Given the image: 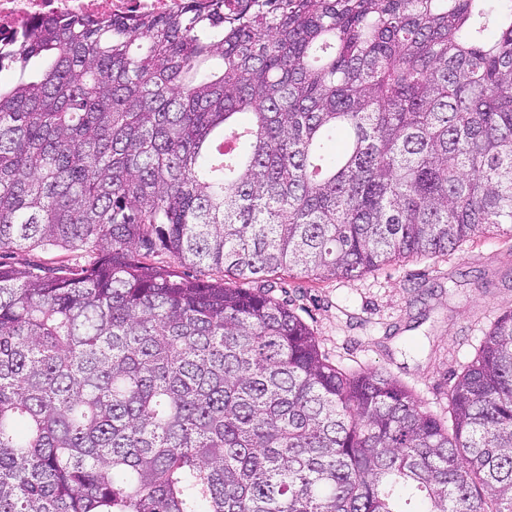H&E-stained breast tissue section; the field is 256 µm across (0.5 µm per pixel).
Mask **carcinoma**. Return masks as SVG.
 <instances>
[{
    "instance_id": "cac0c4a2",
    "label": "carcinoma",
    "mask_w": 512,
    "mask_h": 512,
    "mask_svg": "<svg viewBox=\"0 0 512 512\" xmlns=\"http://www.w3.org/2000/svg\"><path fill=\"white\" fill-rule=\"evenodd\" d=\"M7 67L0 253L88 261L0 262V512H512V310L448 424L256 286L512 224V0L55 16ZM75 253L59 249H24L13 253H3V262H11L17 266L30 265L34 267L56 268L67 263L73 264Z\"/></svg>"
}]
</instances>
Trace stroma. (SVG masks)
I'll use <instances>...</instances> for the list:
<instances>
[{
	"mask_svg": "<svg viewBox=\"0 0 512 512\" xmlns=\"http://www.w3.org/2000/svg\"><path fill=\"white\" fill-rule=\"evenodd\" d=\"M271 283L329 362L389 374L444 417L453 376L512 310V236L493 230L436 259H395L353 279Z\"/></svg>",
	"mask_w": 512,
	"mask_h": 512,
	"instance_id": "35a3bbf8",
	"label": "stroma"
}]
</instances>
